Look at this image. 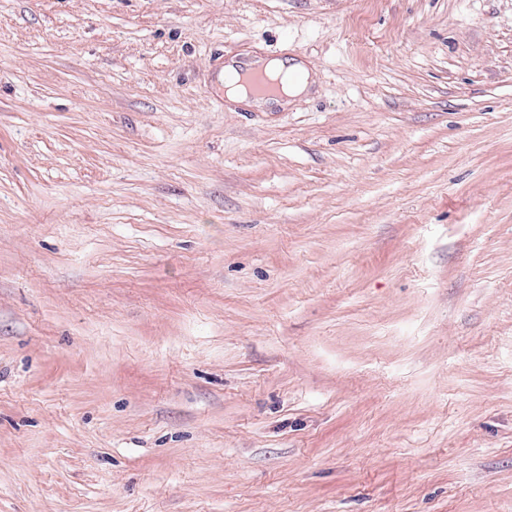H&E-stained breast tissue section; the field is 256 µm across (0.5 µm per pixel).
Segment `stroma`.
<instances>
[{
  "instance_id": "1",
  "label": "stroma",
  "mask_w": 512,
  "mask_h": 512,
  "mask_svg": "<svg viewBox=\"0 0 512 512\" xmlns=\"http://www.w3.org/2000/svg\"><path fill=\"white\" fill-rule=\"evenodd\" d=\"M0 512H512V0H0ZM240 60L232 58L222 66L217 74L216 82L220 87H224V94L231 100L247 103L255 106H285L288 100L296 98L306 93L310 85V74L305 66L300 62H288V59L270 58L262 56H254L248 58L247 65L254 67L259 64L266 65L268 68L281 73L285 72V76H290L288 87L285 89L284 96H273L264 98H253L248 96L239 86L236 85L238 72L240 68Z\"/></svg>"
}]
</instances>
